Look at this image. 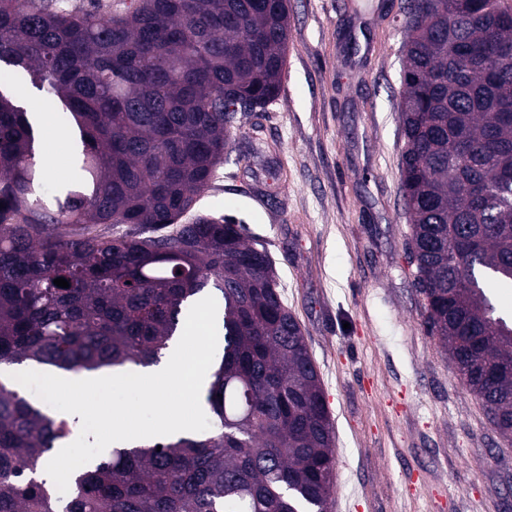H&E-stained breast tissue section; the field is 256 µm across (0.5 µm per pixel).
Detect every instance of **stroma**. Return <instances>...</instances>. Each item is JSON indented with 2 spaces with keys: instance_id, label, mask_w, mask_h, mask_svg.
Segmentation results:
<instances>
[{
  "instance_id": "obj_1",
  "label": "stroma",
  "mask_w": 512,
  "mask_h": 512,
  "mask_svg": "<svg viewBox=\"0 0 512 512\" xmlns=\"http://www.w3.org/2000/svg\"><path fill=\"white\" fill-rule=\"evenodd\" d=\"M290 0L281 89L241 112L198 213L243 218L334 428L326 512H512V442L429 336L399 194L404 0Z\"/></svg>"
}]
</instances>
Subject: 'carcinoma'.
Segmentation results:
<instances>
[{"label":"carcinoma","mask_w":512,"mask_h":512,"mask_svg":"<svg viewBox=\"0 0 512 512\" xmlns=\"http://www.w3.org/2000/svg\"><path fill=\"white\" fill-rule=\"evenodd\" d=\"M408 0L400 192L427 330L512 440V0ZM288 0H141L122 13L0 0V65L60 105L50 195L35 120L0 90V367L158 362L199 294L223 300L209 434L114 448L40 479L67 422L0 382V512H325L333 427L266 247L195 214L240 112L280 92ZM63 277L69 287L53 283Z\"/></svg>","instance_id":"obj_1"}]
</instances>
